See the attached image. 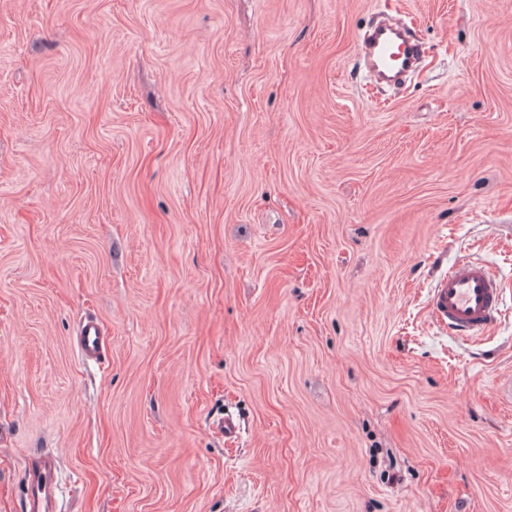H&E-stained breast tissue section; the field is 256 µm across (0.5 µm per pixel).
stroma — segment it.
Here are the masks:
<instances>
[{
	"label": "stroma",
	"instance_id": "1",
	"mask_svg": "<svg viewBox=\"0 0 512 512\" xmlns=\"http://www.w3.org/2000/svg\"><path fill=\"white\" fill-rule=\"evenodd\" d=\"M39 455L58 512H512V0H0V512ZM416 45L405 35L400 21L392 20L367 33L360 45V54L372 76L397 79L415 61ZM499 277L484 263L461 258L442 272L431 292L429 311L451 336L483 335L503 314ZM102 330L95 318L87 317L79 330V345L83 356L87 359L99 360L104 355L102 347Z\"/></svg>",
	"mask_w": 512,
	"mask_h": 512
}]
</instances>
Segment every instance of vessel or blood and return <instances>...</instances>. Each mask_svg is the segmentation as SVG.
<instances>
[{"mask_svg": "<svg viewBox=\"0 0 512 512\" xmlns=\"http://www.w3.org/2000/svg\"><path fill=\"white\" fill-rule=\"evenodd\" d=\"M416 46L405 35L400 21L393 20L367 33L360 54L371 75L396 79L415 61ZM429 311L437 326L449 335L471 339L483 335L503 314L499 277L484 263L461 258L439 275L431 292ZM85 358L101 359L102 330L95 318H85L79 330ZM55 469L40 458L26 478L25 512H55Z\"/></svg>", "mask_w": 512, "mask_h": 512, "instance_id": "obj_1", "label": "vessel or blood"}]
</instances>
